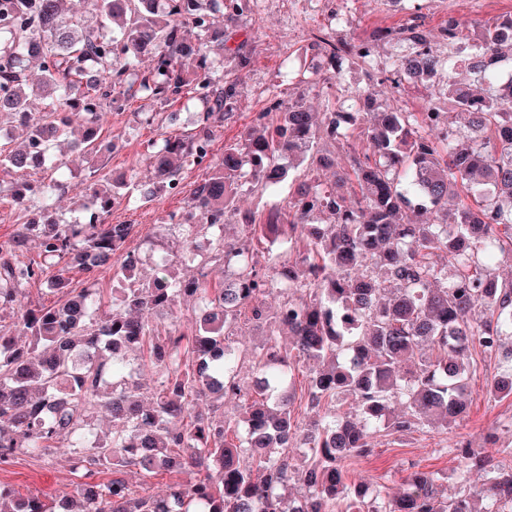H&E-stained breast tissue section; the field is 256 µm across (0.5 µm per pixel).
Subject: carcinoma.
<instances>
[{
    "mask_svg": "<svg viewBox=\"0 0 512 512\" xmlns=\"http://www.w3.org/2000/svg\"><path fill=\"white\" fill-rule=\"evenodd\" d=\"M66 0H0V127L27 131L20 149L1 150L0 168L45 172L51 146L72 133L88 156L117 144L102 136L101 117L122 107L133 78L150 98L167 103L189 94L202 108L191 132L148 141L144 160L154 171L90 186L78 218L49 211L60 187L0 181L32 218L0 241V310L15 316L0 329V465L18 454L48 460L65 448L79 472V506L61 498L49 507L0 482V512H512V466L460 441L459 491L443 501L433 473L414 470L403 491L351 480L345 463L365 457L381 432L445 427L467 409L476 371L473 355L506 360L487 393L512 396V279L495 266L512 258V89L501 88L500 63L512 60V17L486 22L472 36L448 20V57L434 51L419 16L372 39L319 47L336 68L344 61L372 66L377 42L404 44L381 82L398 92L431 80L448 66L447 82L429 90L439 112H408L395 98L320 119L298 101L271 99L243 137L212 153L216 128L232 115L238 83L224 80V55L243 70L244 44L230 48L218 18L238 20L251 0H83L101 26L116 23L112 49L64 8ZM198 32L187 39L183 27ZM151 65L140 70L143 57ZM192 57L200 64L183 69ZM41 71L43 111H29V64ZM357 131L351 169L330 185L313 172L332 162L315 149ZM294 157L302 171L285 204L255 214L235 206L246 186L274 190ZM206 165L207 177L183 197L180 221L167 224L173 247L152 251L151 276L128 260L132 224H111L117 202L146 204L179 190L185 168ZM237 219L242 239L228 243L220 223ZM38 246L25 259L29 242ZM296 253V259L288 254ZM221 265L224 281L214 283ZM112 271V314L95 273ZM86 275L72 286L70 273ZM45 288L53 304L25 303L27 290ZM275 295L274 310L267 306ZM484 317L471 319L476 307ZM267 325L263 342L235 346L243 318ZM288 329L292 347L279 340ZM28 337L18 345L15 334ZM156 369L149 403L140 399L129 352ZM254 380L239 378L242 355ZM311 361L308 406L352 395L355 412L317 415L307 426L294 409V362ZM239 401L224 411V397ZM112 416L103 433L95 414ZM304 429L309 453L292 464L291 445ZM147 477L170 475L152 495L132 487L125 469ZM482 471L474 490L469 474ZM191 472L193 479L179 476Z\"/></svg>",
    "mask_w": 512,
    "mask_h": 512,
    "instance_id": "cac0c4a2",
    "label": "carcinoma"
}]
</instances>
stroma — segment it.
Segmentation results:
<instances>
[{"label":"stroma","instance_id":"1","mask_svg":"<svg viewBox=\"0 0 512 512\" xmlns=\"http://www.w3.org/2000/svg\"><path fill=\"white\" fill-rule=\"evenodd\" d=\"M421 21L430 34L432 44L443 48L440 31L455 16L472 22L485 23L512 16V0H420ZM328 4L317 5L313 0H261L260 5L236 22H225L224 33L229 46L245 43L252 58L249 68L238 71L225 66L228 77L236 79L240 96L235 114L217 129L213 142L214 154H221L226 141L244 134L257 113L265 111L272 97L283 101H301L314 112L325 111L328 89L319 75L299 63L300 48L310 46L315 37L331 41H353L372 37L377 30L403 24L408 13L396 9L388 0H345L346 20L332 24ZM395 51L382 43L376 49L374 72H366L359 65L344 66L342 89L358 90L373 95L377 100L393 96L387 86L377 81L376 73L393 60ZM144 112H176L180 115L171 133L194 128L197 109L186 100L166 104L154 102L138 88L131 86L125 94L120 110L102 117L103 133L119 136L118 148L99 158L89 160L67 147L54 148L53 156L63 160L70 170L64 187L54 198L58 217L64 220L75 216L74 204L86 198L95 173L135 174L146 179L149 172L142 158L147 141L158 138V126L143 124ZM182 198L161 195L139 207L121 202L114 206L109 217L114 224L135 225L137 233L127 243L128 249L148 252L150 243L160 242V229L165 214L179 211ZM498 371L493 359H478L465 417L456 424L442 429H419L411 433L389 434L380 437L374 454L367 458H353L346 468L351 478L370 484L383 483L393 490L403 488V482L413 470L436 473L444 496L458 490L455 470L458 461L451 449L460 440H468L475 447L485 448L504 465H512V397L499 401L489 400L484 391L487 380ZM496 434V444H486L487 434ZM0 481L12 485L20 496H39L48 500L73 495L77 477L66 449L54 451L51 463H43L25 455L0 469Z\"/></svg>","mask_w":512,"mask_h":512}]
</instances>
